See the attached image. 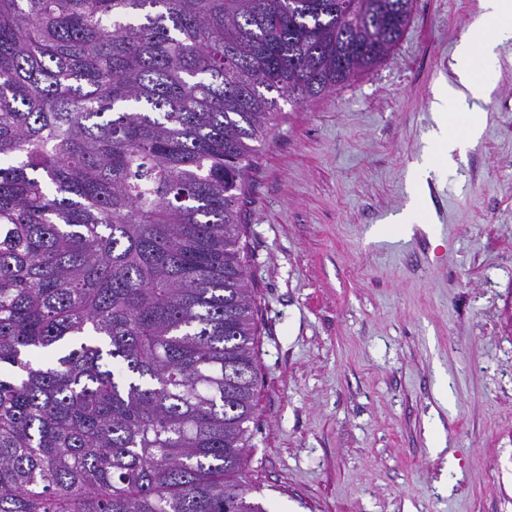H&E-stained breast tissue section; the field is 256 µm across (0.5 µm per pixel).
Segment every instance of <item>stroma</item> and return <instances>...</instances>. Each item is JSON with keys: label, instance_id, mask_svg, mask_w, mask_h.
Wrapping results in <instances>:
<instances>
[{"label": "stroma", "instance_id": "1", "mask_svg": "<svg viewBox=\"0 0 512 512\" xmlns=\"http://www.w3.org/2000/svg\"><path fill=\"white\" fill-rule=\"evenodd\" d=\"M479 0H416L372 72L281 102L242 221L260 328L248 480L268 512H512V40L482 131L432 153ZM431 159L421 222L410 207Z\"/></svg>", "mask_w": 512, "mask_h": 512}]
</instances>
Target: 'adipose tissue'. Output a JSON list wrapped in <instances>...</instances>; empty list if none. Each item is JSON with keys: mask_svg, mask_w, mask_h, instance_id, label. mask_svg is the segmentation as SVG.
Wrapping results in <instances>:
<instances>
[{"mask_svg": "<svg viewBox=\"0 0 512 512\" xmlns=\"http://www.w3.org/2000/svg\"><path fill=\"white\" fill-rule=\"evenodd\" d=\"M481 23L491 34L490 41L475 46L462 42L457 53L456 72L460 87H448L432 103L436 126L431 133L434 145L452 153L461 149L478 131L477 120L461 122L459 110L466 107L468 99H483L490 92L488 83L477 73V66L494 67L497 43L512 39V0H482ZM456 104V111H449V104Z\"/></svg>", "mask_w": 512, "mask_h": 512, "instance_id": "1", "label": "adipose tissue"}]
</instances>
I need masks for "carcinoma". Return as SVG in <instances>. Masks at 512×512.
<instances>
[{
    "label": "carcinoma",
    "instance_id": "cac0c4a2",
    "mask_svg": "<svg viewBox=\"0 0 512 512\" xmlns=\"http://www.w3.org/2000/svg\"><path fill=\"white\" fill-rule=\"evenodd\" d=\"M414 0H0V512H267L239 200Z\"/></svg>",
    "mask_w": 512,
    "mask_h": 512
}]
</instances>
